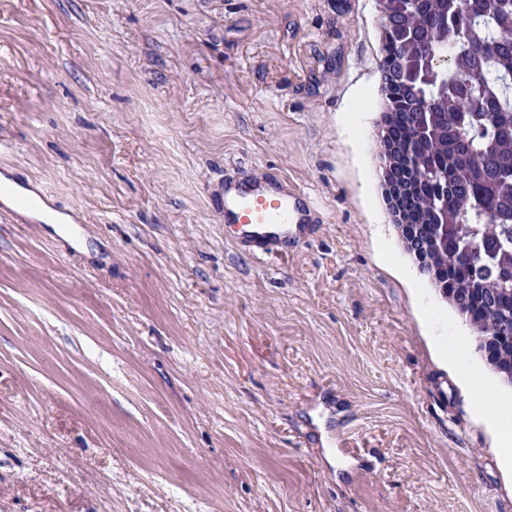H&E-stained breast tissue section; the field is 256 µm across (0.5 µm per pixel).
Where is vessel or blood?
I'll return each instance as SVG.
<instances>
[{"mask_svg":"<svg viewBox=\"0 0 512 512\" xmlns=\"http://www.w3.org/2000/svg\"><path fill=\"white\" fill-rule=\"evenodd\" d=\"M215 205L225 223L249 226L253 239L264 248L267 258L286 259V251L274 248L281 226L302 229L311 221V204L305 198L286 191L279 182L245 178L232 189L216 190Z\"/></svg>","mask_w":512,"mask_h":512,"instance_id":"1","label":"vessel or blood"}]
</instances>
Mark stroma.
Wrapping results in <instances>:
<instances>
[{
  "label": "stroma",
  "instance_id": "stroma-1",
  "mask_svg": "<svg viewBox=\"0 0 512 512\" xmlns=\"http://www.w3.org/2000/svg\"><path fill=\"white\" fill-rule=\"evenodd\" d=\"M375 0H0V512H512L488 368L381 197ZM279 179L269 262L206 190ZM0 181L3 184H8L12 186L14 189H17L18 191L24 193L26 196L31 197L32 199L36 200L38 203V207L36 210L31 212H24L27 217L32 219H37L40 221L45 222V224H51L53 226V230L57 232L63 239L66 241H74L76 236H74L71 233H68L63 230L61 225H74L73 218L70 215H65L56 212L50 206L47 204L46 201H43L39 198V196L36 193V190L32 188L25 187L22 184H20L17 180L13 179L10 176V173H6L3 175H0ZM0 202L10 208H6L3 205L1 207L2 210H9L19 216H25L20 213V210L17 208L12 209L14 206L13 197L10 195H5L4 197L0 198ZM25 216V217H26ZM462 352L454 347H448V363L459 369L460 378L470 387H475L481 406H486L493 411L491 427L494 432L495 442L498 448H503V456L506 466L512 459V404L500 401L494 391L481 384L478 376L473 371L459 368Z\"/></svg>",
  "mask_w": 512,
  "mask_h": 512
}]
</instances>
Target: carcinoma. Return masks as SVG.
<instances>
[{"instance_id":"cac0c4a2","label":"carcinoma","mask_w":512,"mask_h":512,"mask_svg":"<svg viewBox=\"0 0 512 512\" xmlns=\"http://www.w3.org/2000/svg\"><path fill=\"white\" fill-rule=\"evenodd\" d=\"M385 140L414 165L425 269L473 329L512 334V0H376ZM489 368L512 386V340Z\"/></svg>"}]
</instances>
